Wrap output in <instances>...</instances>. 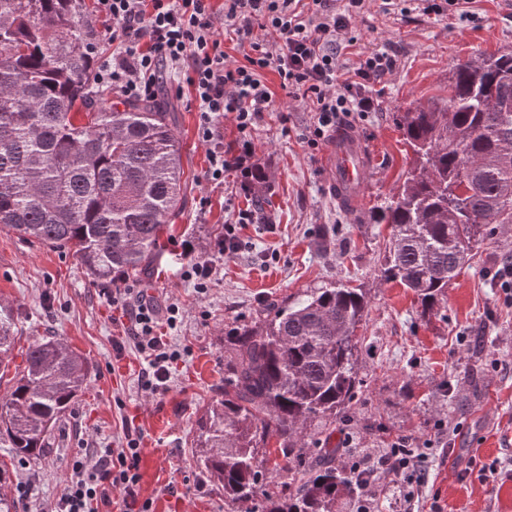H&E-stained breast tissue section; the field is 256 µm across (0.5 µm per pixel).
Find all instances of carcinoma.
<instances>
[{
  "mask_svg": "<svg viewBox=\"0 0 512 512\" xmlns=\"http://www.w3.org/2000/svg\"><path fill=\"white\" fill-rule=\"evenodd\" d=\"M79 0H0V229L72 253L96 283L146 277L163 226L180 212L181 145L157 99L103 100ZM414 160L377 213L391 228L382 276L411 289L423 312L493 224H512V51L477 53L448 78L447 95L399 115ZM255 202L267 187L251 170ZM360 288H311L266 316L224 331L231 353L224 398L199 418L201 471L224 487V512H336L363 481L336 468L327 425L355 394ZM16 319L0 304V380L13 361ZM0 395V447L38 460L46 439L88 384L89 365L52 337L34 343ZM322 444L309 458L304 437ZM276 440L283 462L266 468ZM265 493L268 478L294 481ZM0 512H17L0 466Z\"/></svg>",
  "mask_w": 512,
  "mask_h": 512,
  "instance_id": "1",
  "label": "carcinoma"
}]
</instances>
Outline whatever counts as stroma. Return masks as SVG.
<instances>
[{
    "instance_id": "obj_1",
    "label": "stroma",
    "mask_w": 512,
    "mask_h": 512,
    "mask_svg": "<svg viewBox=\"0 0 512 512\" xmlns=\"http://www.w3.org/2000/svg\"><path fill=\"white\" fill-rule=\"evenodd\" d=\"M379 5L369 0L352 23L357 44L338 58L343 71L362 51H385L396 60L393 73L372 89L377 111L349 125L366 139L373 161L355 216L337 206L322 151L304 141L313 112L280 91L277 74L264 76L275 108L250 132L244 161L270 176L260 207L239 170L226 171L220 184L207 180L208 147L198 136L193 91L184 71L166 73L159 97L176 116L182 211L160 239L151 274L137 281L148 298L179 308L176 327L158 325L182 353L166 394L141 390L144 361L127 339L129 323L112 304L111 284L91 283L69 252L0 230V300L12 304L17 318L16 351L52 336L82 353L90 369L86 390L53 430L46 455L14 463L15 481H35L18 512H43L60 494L74 452L118 447L128 430L140 438L139 494L153 512H224L223 486L196 468L190 448L198 419L222 396L224 330L255 320L269 301H293L338 281L364 289L368 308L357 330V393L336 418L332 445L340 446L346 433L369 449L407 438L425 477L419 512H512V475L484 474L512 458V291L504 292L497 276L502 251H512V224L496 225L483 238L438 311L426 313L413 291L382 277L390 229L375 221L378 205L412 163L398 112L445 94L459 60L512 50V13L502 0H475L479 20L469 23L451 15L385 14ZM241 211L251 221L238 228L239 250L217 254L225 223ZM186 240L196 258L216 264L207 292L182 276ZM441 424L458 427V434L441 439Z\"/></svg>"
}]
</instances>
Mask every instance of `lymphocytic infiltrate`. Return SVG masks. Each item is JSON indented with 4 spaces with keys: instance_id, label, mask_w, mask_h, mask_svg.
Returning <instances> with one entry per match:
<instances>
[{
    "instance_id": "obj_1",
    "label": "lymphocytic infiltrate",
    "mask_w": 512,
    "mask_h": 512,
    "mask_svg": "<svg viewBox=\"0 0 512 512\" xmlns=\"http://www.w3.org/2000/svg\"><path fill=\"white\" fill-rule=\"evenodd\" d=\"M364 2L347 0L340 9L336 0H224L219 15L212 0H96L99 17L112 24L109 34L118 49L112 61L101 64L97 82L129 100L149 99L157 94L162 68L186 67L198 103V134L211 145L207 176L220 183L225 171L243 162L225 151L220 125L232 117L245 135L272 109L265 71L277 73L286 96L309 105L314 123L305 141L310 148H317L342 118L376 111L369 87L393 70L395 59L371 51L360 55L348 75L338 67L341 36L362 13ZM220 18L244 50L242 62L231 61L225 52L215 27ZM112 301L122 305L130 337L146 361L142 389L165 394L181 353L156 335L157 305L135 298L130 287L115 289ZM351 457L353 471L365 479L359 512H379L375 488L385 471L396 476V494L410 512L422 479L406 439H393L371 454L355 448ZM140 461V439L130 432L121 447L77 456L53 512H99L116 488L123 493L121 512H152L151 501L139 497Z\"/></svg>"
}]
</instances>
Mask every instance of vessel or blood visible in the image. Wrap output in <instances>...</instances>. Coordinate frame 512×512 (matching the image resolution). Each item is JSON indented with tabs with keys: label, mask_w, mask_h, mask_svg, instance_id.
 Instances as JSON below:
<instances>
[{
	"label": "vessel or blood",
	"mask_w": 512,
	"mask_h": 512,
	"mask_svg": "<svg viewBox=\"0 0 512 512\" xmlns=\"http://www.w3.org/2000/svg\"><path fill=\"white\" fill-rule=\"evenodd\" d=\"M324 165L328 172V184L337 203L346 210H354L358 196L364 189V176L368 171L363 141L352 133L338 132Z\"/></svg>",
	"instance_id": "1"
}]
</instances>
